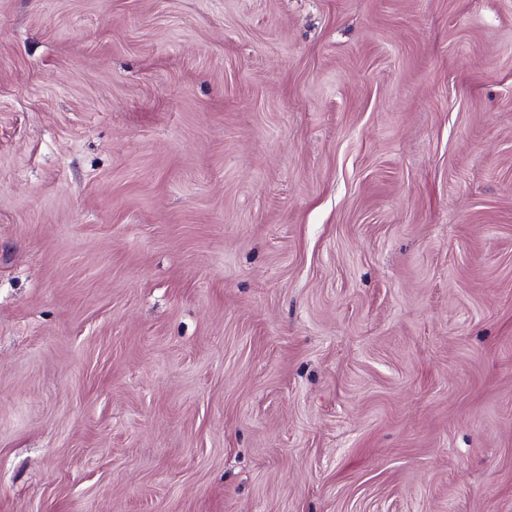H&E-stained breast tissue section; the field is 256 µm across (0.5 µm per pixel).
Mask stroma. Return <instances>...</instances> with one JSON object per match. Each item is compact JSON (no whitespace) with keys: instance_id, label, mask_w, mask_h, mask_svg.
I'll list each match as a JSON object with an SVG mask.
<instances>
[{"instance_id":"1","label":"stroma","mask_w":512,"mask_h":512,"mask_svg":"<svg viewBox=\"0 0 512 512\" xmlns=\"http://www.w3.org/2000/svg\"><path fill=\"white\" fill-rule=\"evenodd\" d=\"M0 512H512V0H0Z\"/></svg>"}]
</instances>
